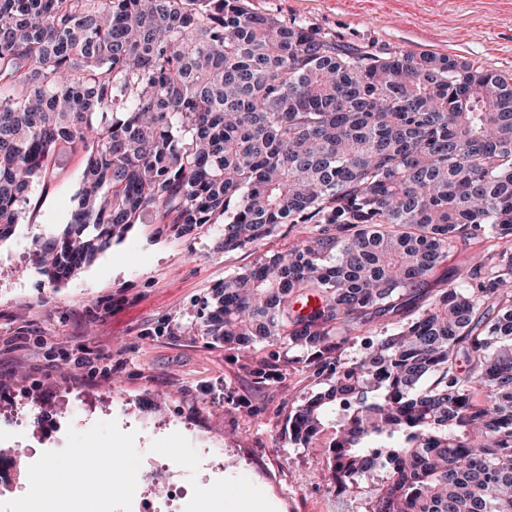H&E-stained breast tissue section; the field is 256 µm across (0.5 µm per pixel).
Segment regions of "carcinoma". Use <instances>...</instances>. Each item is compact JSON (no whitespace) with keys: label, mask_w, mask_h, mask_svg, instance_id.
I'll return each instance as SVG.
<instances>
[{"label":"carcinoma","mask_w":512,"mask_h":512,"mask_svg":"<svg viewBox=\"0 0 512 512\" xmlns=\"http://www.w3.org/2000/svg\"><path fill=\"white\" fill-rule=\"evenodd\" d=\"M66 148L86 164L34 242L49 283L148 213L177 237L224 220L226 253L286 224L204 335L302 353L323 382L288 442L326 440L327 487L367 485L363 512H512V72L345 51L246 0H0V241Z\"/></svg>","instance_id":"carcinoma-1"}]
</instances>
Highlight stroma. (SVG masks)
I'll list each match as a JSON object with an SVG mask.
<instances>
[{
	"label": "stroma",
	"mask_w": 512,
	"mask_h": 512,
	"mask_svg": "<svg viewBox=\"0 0 512 512\" xmlns=\"http://www.w3.org/2000/svg\"><path fill=\"white\" fill-rule=\"evenodd\" d=\"M251 8L328 32L342 44L383 52L433 51L484 68L512 71V0H250ZM86 156L67 151L37 185L14 234L0 242V416L20 418L11 446L38 452L54 416L70 415L68 432L49 440L58 473L76 472L78 449L98 460L144 449L159 460L134 477L117 476L112 512H129L133 492L150 495L163 479L193 489L160 512H361L360 493L339 494L319 482L327 471L321 445L284 438L289 409L317 390L283 347L258 352L212 343L198 313L212 288L265 254L287 251L280 228L262 244L215 251L221 227L188 237L153 218L133 225L70 280L48 284L31 253L33 240L62 231L77 200ZM286 373L274 388L257 367ZM222 449L219 457L209 456ZM187 460L173 476L164 461Z\"/></svg>",
	"instance_id": "1"
}]
</instances>
